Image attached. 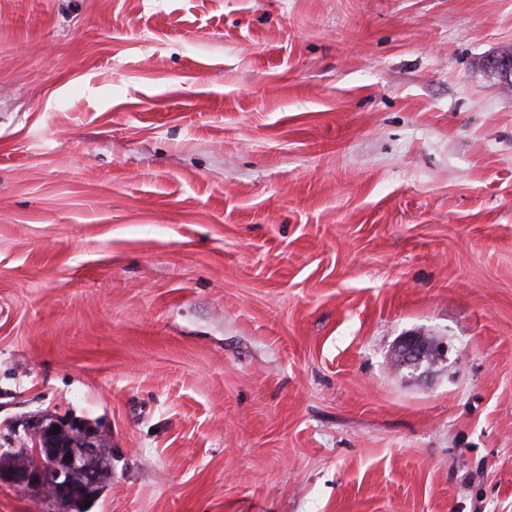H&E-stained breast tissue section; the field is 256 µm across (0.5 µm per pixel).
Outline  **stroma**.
<instances>
[{
	"label": "stroma",
	"mask_w": 512,
	"mask_h": 512,
	"mask_svg": "<svg viewBox=\"0 0 512 512\" xmlns=\"http://www.w3.org/2000/svg\"><path fill=\"white\" fill-rule=\"evenodd\" d=\"M510 49L512 0H0V437L99 426L87 512H512ZM396 352L401 367L419 371L422 367L430 366L444 358L447 349L445 345L436 341L408 334L400 338Z\"/></svg>",
	"instance_id": "stroma-1"
}]
</instances>
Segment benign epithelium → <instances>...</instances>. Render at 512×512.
I'll return each instance as SVG.
<instances>
[{"instance_id":"benign-epithelium-1","label":"benign epithelium","mask_w":512,"mask_h":512,"mask_svg":"<svg viewBox=\"0 0 512 512\" xmlns=\"http://www.w3.org/2000/svg\"><path fill=\"white\" fill-rule=\"evenodd\" d=\"M401 367L418 371L436 363L445 357V345L422 336L408 334L400 338L396 349ZM65 425L67 429L81 438V447L71 445L54 437V426ZM27 434L43 431L50 438L48 448L44 449L45 459L39 470L32 474L16 475L5 473L0 482L7 485H22L34 496H41L42 489L57 488L62 493L77 487L78 484H95L99 473L112 467V455L102 448L97 434L86 429L84 420L80 418H54L47 423L40 416L23 421Z\"/></svg>"}]
</instances>
